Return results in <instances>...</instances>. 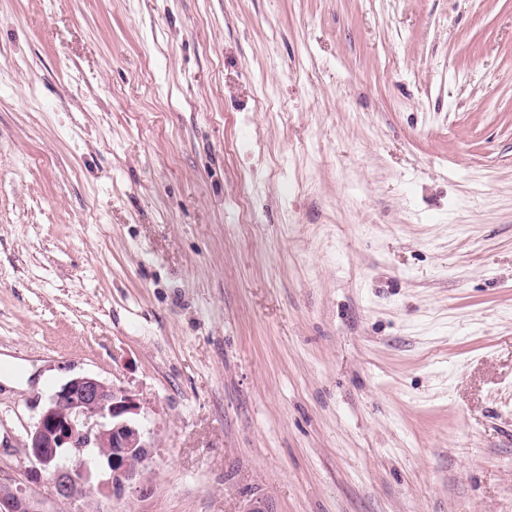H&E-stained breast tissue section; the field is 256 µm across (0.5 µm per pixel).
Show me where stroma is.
<instances>
[{
  "mask_svg": "<svg viewBox=\"0 0 512 512\" xmlns=\"http://www.w3.org/2000/svg\"><path fill=\"white\" fill-rule=\"evenodd\" d=\"M0 478L78 374L97 512H512V0H0ZM140 410L122 387L90 375L70 378L47 396L28 431L29 478L60 501L147 495L143 474L154 446L136 419ZM103 466L109 478L95 484L93 471Z\"/></svg>",
  "mask_w": 512,
  "mask_h": 512,
  "instance_id": "35a3bbf8",
  "label": "stroma"
}]
</instances>
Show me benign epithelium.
<instances>
[{
  "instance_id": "7a95c632",
  "label": "benign epithelium",
  "mask_w": 512,
  "mask_h": 512,
  "mask_svg": "<svg viewBox=\"0 0 512 512\" xmlns=\"http://www.w3.org/2000/svg\"><path fill=\"white\" fill-rule=\"evenodd\" d=\"M140 410L122 387L90 375L70 378L47 396L28 431L29 478L60 501L148 494L143 474L153 444L136 419ZM103 466L109 478L96 483L93 471ZM0 512L44 510L22 486L0 481Z\"/></svg>"
}]
</instances>
